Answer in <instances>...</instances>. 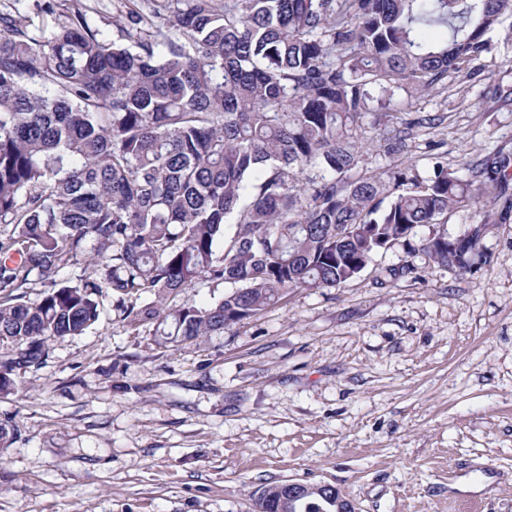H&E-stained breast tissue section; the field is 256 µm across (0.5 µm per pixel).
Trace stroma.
<instances>
[{
	"instance_id": "stroma-1",
	"label": "stroma",
	"mask_w": 512,
	"mask_h": 512,
	"mask_svg": "<svg viewBox=\"0 0 512 512\" xmlns=\"http://www.w3.org/2000/svg\"><path fill=\"white\" fill-rule=\"evenodd\" d=\"M489 53L401 112L443 115L387 155L374 126L360 173L436 160L459 175L512 157V17ZM479 198L439 230L487 225L484 263L459 273L420 253L429 228L338 288H293L197 340L131 331L111 295L99 323L52 342L0 393V512H252L291 480L338 488L359 512H512V220ZM416 271L401 274L406 264ZM481 491L456 490L462 478Z\"/></svg>"
}]
</instances>
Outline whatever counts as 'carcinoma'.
I'll list each match as a JSON object with an SVG mask.
<instances>
[{
	"label": "carcinoma",
	"mask_w": 512,
	"mask_h": 512,
	"mask_svg": "<svg viewBox=\"0 0 512 512\" xmlns=\"http://www.w3.org/2000/svg\"><path fill=\"white\" fill-rule=\"evenodd\" d=\"M120 2L113 37L77 0L0 12V392L48 342L93 326L105 294L231 285L206 308L124 311L135 332L153 320L155 335L191 340L289 288L351 281L478 190L512 219V158L499 152L469 179L440 164L427 180L356 172L365 118L389 154L434 125L391 107L489 52L512 0ZM485 230L420 250L469 270ZM83 261L77 283L57 282ZM36 281L46 290L28 301Z\"/></svg>",
	"instance_id": "1"
}]
</instances>
